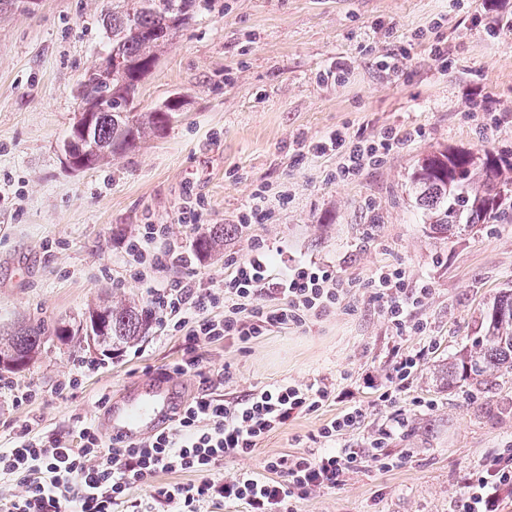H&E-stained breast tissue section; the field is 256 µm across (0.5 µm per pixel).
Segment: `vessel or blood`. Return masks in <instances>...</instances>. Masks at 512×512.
Returning a JSON list of instances; mask_svg holds the SVG:
<instances>
[{"mask_svg":"<svg viewBox=\"0 0 512 512\" xmlns=\"http://www.w3.org/2000/svg\"><path fill=\"white\" fill-rule=\"evenodd\" d=\"M177 405L172 383L162 382L142 397L108 404L100 421L110 437L132 444L166 426Z\"/></svg>","mask_w":512,"mask_h":512,"instance_id":"1","label":"vessel or blood"}]
</instances>
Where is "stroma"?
<instances>
[{"label":"stroma","instance_id":"35a3bbf8","mask_svg":"<svg viewBox=\"0 0 512 512\" xmlns=\"http://www.w3.org/2000/svg\"><path fill=\"white\" fill-rule=\"evenodd\" d=\"M106 0H39L0 12V335L18 323L62 322L109 293L148 302L126 273V239L169 224L192 252L197 277H224L230 257L269 246L275 273L300 262L333 266L353 282L330 315L241 345L200 342L217 391L231 399L281 380L327 378L333 396L262 440L224 469L261 471L281 453L324 447L320 428L357 402L365 417L337 436L362 448L389 417L404 422L385 443L392 463H364L333 489L301 500L300 512H454L487 459L512 448V373L490 385H447L441 370L480 329V313L512 289V219L438 239L415 203L416 160L441 147L512 157V0H211L176 39L139 94L141 109L180 97L165 131L136 153L93 170H69L59 145L77 111L76 89L106 38ZM448 50L435 58L432 44ZM344 78H336V70ZM404 131L359 179H334L337 158L308 144L341 131L374 139ZM224 227V249L194 255L196 230ZM403 269L430 293L413 312L423 334L397 332L369 281ZM181 335L149 336L114 354L53 343L11 373L39 399L16 406L0 393V447L17 425L47 433L100 416L135 379L163 377L181 360ZM419 365L393 404L381 402L396 353ZM98 370L73 395L56 392L75 361Z\"/></svg>","mask_w":512,"mask_h":512}]
</instances>
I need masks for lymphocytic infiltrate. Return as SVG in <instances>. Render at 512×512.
Returning a JSON list of instances; mask_svg holds the SVG:
<instances>
[{
    "mask_svg": "<svg viewBox=\"0 0 512 512\" xmlns=\"http://www.w3.org/2000/svg\"><path fill=\"white\" fill-rule=\"evenodd\" d=\"M399 137L393 129L377 141L337 133L314 149L336 152L340 162L335 177L348 181L378 163L386 143ZM125 252L130 277L140 281L147 270L159 272L184 260L167 224L144 225L127 239ZM232 266L217 284L188 276L150 288L164 331L183 334L188 342L170 374L191 373L199 379V393L173 424L132 445L104 441L91 418L80 422L73 440L18 425L13 446L0 448V476L15 477L24 492L0 501V512H154L159 505L169 512H204L208 506L237 502L245 503L248 512H298L301 500L341 485L362 461L386 464L382 448L397 425L393 418L360 452L339 448L284 454L267 459L259 473H224L226 461L252 454L288 420L317 411L333 388L322 379L306 384L283 380L226 401L213 390L225 374L205 366L198 342L231 339L243 345L274 329L306 324L330 313L353 288L352 282L337 278L332 266L316 263H299L285 276L272 277L268 255L260 247ZM370 285L398 332L425 331V323L412 312L428 296V288L408 290L404 271L388 267L378 269ZM485 471L459 501L457 512H497L502 491L512 490V450L486 463ZM161 473H183L187 479L154 484ZM147 482L154 485L150 503L127 502V490Z\"/></svg>",
    "mask_w": 512,
    "mask_h": 512,
    "instance_id": "1",
    "label": "lymphocytic infiltrate"
}]
</instances>
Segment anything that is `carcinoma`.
<instances>
[{
  "instance_id": "obj_1",
  "label": "carcinoma",
  "mask_w": 512,
  "mask_h": 512,
  "mask_svg": "<svg viewBox=\"0 0 512 512\" xmlns=\"http://www.w3.org/2000/svg\"><path fill=\"white\" fill-rule=\"evenodd\" d=\"M201 0H112L103 18L111 44L80 80L77 97L108 96V107L93 115L89 130L95 149L81 147L83 168L94 169L114 157L134 153L149 135L166 129L180 110L172 98L142 111L137 100L147 66L161 58L178 34L195 18ZM467 177L456 180L458 170ZM416 201L430 220V230L448 236L464 225L489 224L504 214L512 199V159L487 149L440 148L419 158L411 173ZM224 242V225L214 224L196 240L199 254ZM101 321L96 330L104 348L121 350L148 335L157 320L148 305L134 300H107L78 317L55 325L42 321L0 336V354L27 364L46 352L56 339L81 347L82 326ZM481 335L448 363V380L486 384L503 369L512 371V290L495 296L482 313Z\"/></svg>"
}]
</instances>
